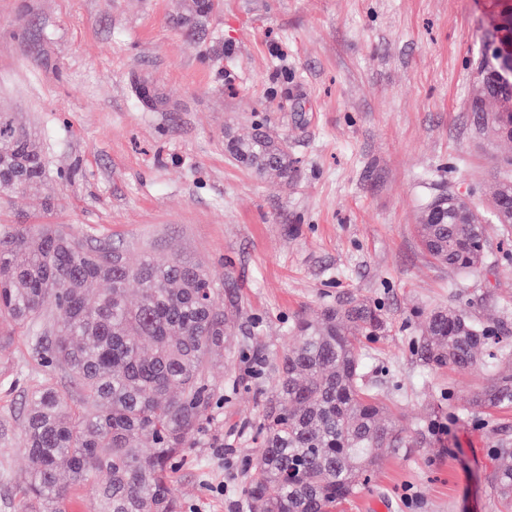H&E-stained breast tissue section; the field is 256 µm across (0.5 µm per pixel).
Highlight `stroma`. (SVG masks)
Returning a JSON list of instances; mask_svg holds the SVG:
<instances>
[{
  "label": "stroma",
  "instance_id": "35a3bbf8",
  "mask_svg": "<svg viewBox=\"0 0 512 512\" xmlns=\"http://www.w3.org/2000/svg\"><path fill=\"white\" fill-rule=\"evenodd\" d=\"M0 0V109L38 132L51 175L0 197V224H59L210 267L238 306L211 375L224 399L171 480L183 512H246L245 461L299 318L360 296L388 329L365 379L411 441L385 454L340 512H501L493 464L512 407L471 410L483 370H435L424 314L461 308L512 345V232L487 258L436 264L416 226L443 190L487 209L512 143L480 138L472 63L492 0ZM159 99L145 106L135 80ZM261 126L288 146V180L243 167L230 141ZM0 323V512H16L27 393L45 375Z\"/></svg>",
  "mask_w": 512,
  "mask_h": 512
}]
</instances>
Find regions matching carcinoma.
<instances>
[{
    "mask_svg": "<svg viewBox=\"0 0 512 512\" xmlns=\"http://www.w3.org/2000/svg\"><path fill=\"white\" fill-rule=\"evenodd\" d=\"M472 101L479 134L512 140L511 84H478ZM233 153L260 173L288 177L285 142L265 131L253 129ZM48 175L40 141L15 113L0 112V191L23 192ZM489 200L494 223L512 227L511 176L492 185ZM417 233L439 265L470 271L486 260V217L463 197L431 198ZM99 282L109 288L93 299ZM236 318L223 280L199 264L149 255L129 262L118 245H89L53 224H0V319L25 332L39 360L63 370L79 394L74 401L48 379L28 395L18 512H69L70 489L87 480L97 487L94 512H182L168 474L211 417L219 388L209 370ZM386 329L383 310L362 297L295 324L262 405L263 450L246 472L248 512H337L382 449L409 444L363 380L365 341ZM499 343V329L437 308L425 317L417 354L436 369L482 366L471 407H511L512 368ZM494 475L512 512V448L498 449Z\"/></svg>",
    "mask_w": 512,
    "mask_h": 512,
    "instance_id": "carcinoma-1",
    "label": "carcinoma"
}]
</instances>
